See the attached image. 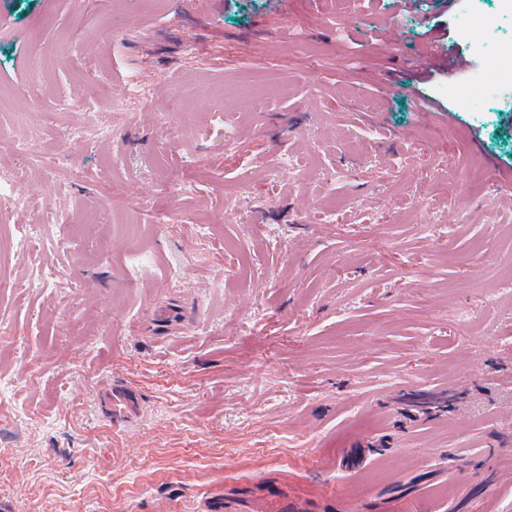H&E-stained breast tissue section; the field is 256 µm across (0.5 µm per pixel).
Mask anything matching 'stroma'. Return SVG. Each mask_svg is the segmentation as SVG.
Wrapping results in <instances>:
<instances>
[{
	"mask_svg": "<svg viewBox=\"0 0 512 512\" xmlns=\"http://www.w3.org/2000/svg\"><path fill=\"white\" fill-rule=\"evenodd\" d=\"M502 6L0 0V512H512Z\"/></svg>",
	"mask_w": 512,
	"mask_h": 512,
	"instance_id": "35a3bbf8",
	"label": "stroma"
}]
</instances>
